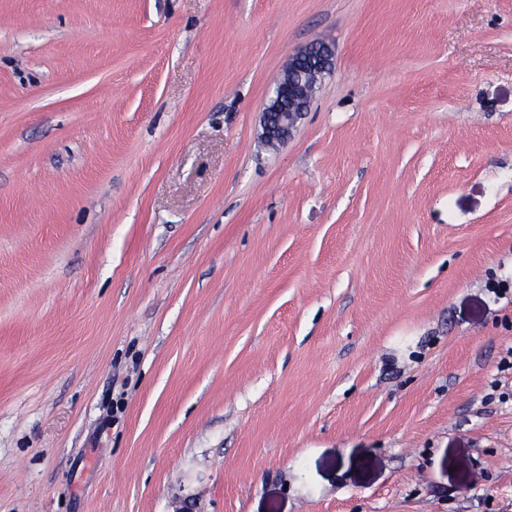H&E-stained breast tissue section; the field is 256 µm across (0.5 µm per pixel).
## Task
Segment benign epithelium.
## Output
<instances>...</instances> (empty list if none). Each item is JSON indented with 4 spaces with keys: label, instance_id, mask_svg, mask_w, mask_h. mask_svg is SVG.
Instances as JSON below:
<instances>
[{
    "label": "benign epithelium",
    "instance_id": "obj_1",
    "mask_svg": "<svg viewBox=\"0 0 512 512\" xmlns=\"http://www.w3.org/2000/svg\"><path fill=\"white\" fill-rule=\"evenodd\" d=\"M333 50L312 42L294 54L262 113V138L284 143L308 111L318 80L332 71Z\"/></svg>",
    "mask_w": 512,
    "mask_h": 512
}]
</instances>
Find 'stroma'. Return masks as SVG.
Masks as SVG:
<instances>
[{"label":"stroma","mask_w":512,"mask_h":512,"mask_svg":"<svg viewBox=\"0 0 512 512\" xmlns=\"http://www.w3.org/2000/svg\"><path fill=\"white\" fill-rule=\"evenodd\" d=\"M511 353L512 0H0V512H512ZM333 67V50L312 42L294 54L262 113V138L285 143L308 111L318 80ZM288 102V107L285 103Z\"/></svg>","instance_id":"1"}]
</instances>
